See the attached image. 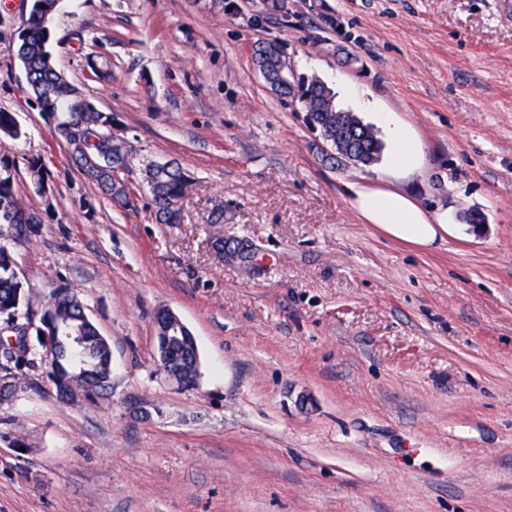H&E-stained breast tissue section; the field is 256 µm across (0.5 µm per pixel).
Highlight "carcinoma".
I'll return each mask as SVG.
<instances>
[{"instance_id":"carcinoma-1","label":"carcinoma","mask_w":512,"mask_h":512,"mask_svg":"<svg viewBox=\"0 0 512 512\" xmlns=\"http://www.w3.org/2000/svg\"><path fill=\"white\" fill-rule=\"evenodd\" d=\"M262 20L276 19L283 27L292 23L293 12L288 0H261ZM50 28L39 10L26 21L18 37L16 55L23 65L30 91L42 111L55 117L58 138L72 151L83 173L96 183L118 207L131 200L129 183L123 178L133 172L134 153L124 138L112 133L117 118L100 111L83 90L57 70L49 46ZM287 44L271 40L259 44L255 62L269 90L301 105L306 121L331 152L322 154L331 166L347 163L370 166L377 163L383 144L373 128L359 125L358 118L336 105V97L328 84L313 76H296L292 67L283 64ZM17 139L21 128L14 113L0 110V137ZM28 174L35 192L48 172L39 160L29 162ZM142 182L152 195L154 218L160 224L181 222L180 202L187 195L192 180L178 165L170 163L140 164ZM41 223L38 213L18 195L11 165L0 160V224L11 226L19 235L29 224ZM75 294L67 284L50 289L45 297L47 315L40 316L38 333L47 330L46 317L55 318L71 328L77 347L65 345L56 357L57 366L74 371L83 379L105 374L112 351L96 324L85 321L73 301ZM25 302L23 283L16 275V262L7 245L0 243V317L15 318ZM172 368L185 371L199 361V351L192 345L169 343Z\"/></svg>"}]
</instances>
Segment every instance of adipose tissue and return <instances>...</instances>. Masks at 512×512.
Returning <instances> with one entry per match:
<instances>
[{
	"instance_id": "adipose-tissue-1",
	"label": "adipose tissue",
	"mask_w": 512,
	"mask_h": 512,
	"mask_svg": "<svg viewBox=\"0 0 512 512\" xmlns=\"http://www.w3.org/2000/svg\"><path fill=\"white\" fill-rule=\"evenodd\" d=\"M350 192V203L363 222L394 241L429 248L449 232L445 215L423 210L399 191L355 185Z\"/></svg>"
}]
</instances>
